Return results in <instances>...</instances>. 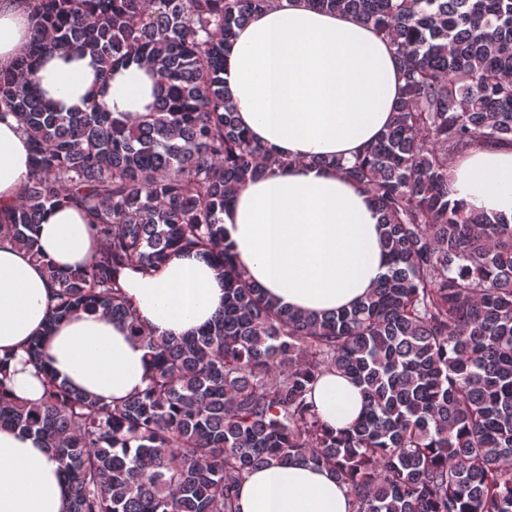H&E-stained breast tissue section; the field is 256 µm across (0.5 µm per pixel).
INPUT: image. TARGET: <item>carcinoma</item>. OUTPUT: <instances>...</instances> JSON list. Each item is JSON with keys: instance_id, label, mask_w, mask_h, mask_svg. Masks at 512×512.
Masks as SVG:
<instances>
[{"instance_id": "carcinoma-1", "label": "carcinoma", "mask_w": 512, "mask_h": 512, "mask_svg": "<svg viewBox=\"0 0 512 512\" xmlns=\"http://www.w3.org/2000/svg\"><path fill=\"white\" fill-rule=\"evenodd\" d=\"M28 55L0 72V109L29 137L33 168L0 235L35 260L31 235L71 203L99 242L85 266L47 267L46 330L76 311L126 323L153 366L112 405L47 369L29 403L0 378V426L51 449L70 512H238L259 467L307 460L331 470L351 512H512V223L448 200V163L512 143V0H309L375 28L403 93L379 139L319 160L370 194L390 257L348 310L315 315L269 299L237 265L222 214L282 158L235 119L224 56L235 28L279 0H35ZM92 53L107 75L138 63L158 77L156 108L127 123L93 100L53 108L38 58ZM173 251L212 260L224 303L191 336H155L122 283ZM361 387L364 411L328 429L308 394L325 373Z\"/></svg>"}]
</instances>
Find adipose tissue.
I'll use <instances>...</instances> for the list:
<instances>
[{"instance_id":"obj_1","label":"adipose tissue","mask_w":512,"mask_h":512,"mask_svg":"<svg viewBox=\"0 0 512 512\" xmlns=\"http://www.w3.org/2000/svg\"><path fill=\"white\" fill-rule=\"evenodd\" d=\"M30 0H0V70H11L30 46ZM40 94L64 112L89 100L129 122L153 109L156 77L131 64L103 76L86 53L53 52L38 62ZM238 121L286 170L240 190L224 213V229L246 276L281 305L332 312L359 301L387 270L379 215L367 192L329 159L352 158L385 128L402 82L387 43L350 14L281 0L237 28L224 70ZM32 170V149L16 117L0 112V223L18 204ZM448 196L468 209L512 221V144L476 147L448 165ZM34 235L44 255L33 261L0 239V358L10 385L39 401L37 369L26 346L51 328L44 344L49 369L74 388L108 402L143 389L151 363L125 324L101 312H78L49 325L53 287L47 265L89 263L97 243L89 218L70 204L42 214ZM125 292L137 317L157 336H187L210 321L224 282L206 260L170 257L155 272L125 270ZM312 399L322 420L342 429L362 409L359 387L338 373L323 376ZM239 512H350L345 488L329 470L294 460L248 474ZM57 462L35 438L0 427V512H67Z\"/></svg>"}]
</instances>
